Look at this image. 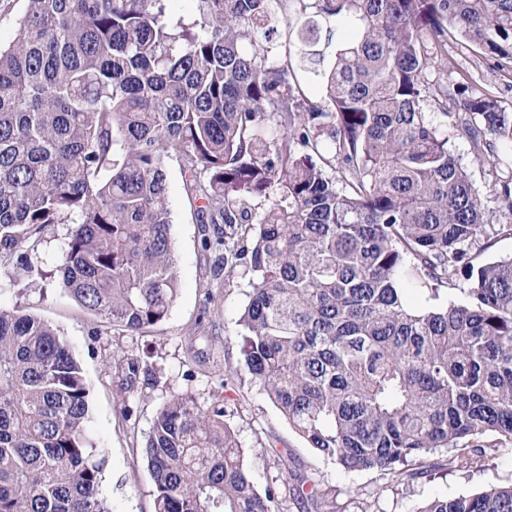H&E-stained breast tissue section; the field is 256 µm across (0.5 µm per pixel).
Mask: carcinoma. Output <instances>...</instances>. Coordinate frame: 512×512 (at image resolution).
Instances as JSON below:
<instances>
[{
	"label": "carcinoma",
	"mask_w": 512,
	"mask_h": 512,
	"mask_svg": "<svg viewBox=\"0 0 512 512\" xmlns=\"http://www.w3.org/2000/svg\"><path fill=\"white\" fill-rule=\"evenodd\" d=\"M28 0L0 48V262L68 224L69 295L144 333L181 280L166 167L176 154L213 276L251 288L228 378L263 390L293 430L345 471L416 480L423 459L482 468L512 445V258L480 256L496 224L450 148L497 168L507 108L472 77L438 83L448 39L512 65V0H310L296 66L270 44L272 0ZM311 83L320 100L301 90ZM441 104L446 129L423 111ZM273 124L280 136L267 139ZM327 147L331 158L315 160ZM512 213V172L495 176ZM464 300L414 308L405 291ZM89 383L59 331L0 309V512H110L87 438ZM155 512H280L260 493L224 409L174 396L145 442ZM298 495L335 512L329 490ZM420 512H512V486L435 498Z\"/></svg>",
	"instance_id": "1"
}]
</instances>
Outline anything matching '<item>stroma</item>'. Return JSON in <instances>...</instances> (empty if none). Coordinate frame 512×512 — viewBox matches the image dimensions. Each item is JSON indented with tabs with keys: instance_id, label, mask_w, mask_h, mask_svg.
I'll list each match as a JSON object with an SVG mask.
<instances>
[{
	"instance_id": "1",
	"label": "stroma",
	"mask_w": 512,
	"mask_h": 512,
	"mask_svg": "<svg viewBox=\"0 0 512 512\" xmlns=\"http://www.w3.org/2000/svg\"><path fill=\"white\" fill-rule=\"evenodd\" d=\"M448 58L457 72H469L502 105L512 104V76L495 68L492 60L449 43ZM455 154L468 164L471 180L499 224L512 215L498 211L490 192L494 171L475 164L472 143L454 136ZM182 162L167 161L169 204L173 214L171 240L181 277L177 298L162 324L147 333H129L91 315L67 293L52 271L59 264L68 227L46 228L30 260L49 270L50 278L32 288L15 283L9 271L0 272V306L23 308L58 329L77 356L90 384L86 434L103 463L101 493L112 512H154L155 496L143 447L158 408L171 395L194 399L201 408L221 405L224 420L244 451V463L257 490L272 483L283 487L282 512H310V504L292 494L300 481L331 489L336 512H417L436 497L476 494L492 485L512 484V450L502 449L483 470L457 471L444 454L429 460L440 477L410 483L375 470L347 472L317 454L298 436L264 391L246 380L225 382V367L237 364L234 336L248 302L246 281L231 283L211 277L213 262L201 246L195 207L184 186ZM138 361L134 380L115 368L114 357ZM287 452L288 465L273 462L274 452Z\"/></svg>"
}]
</instances>
